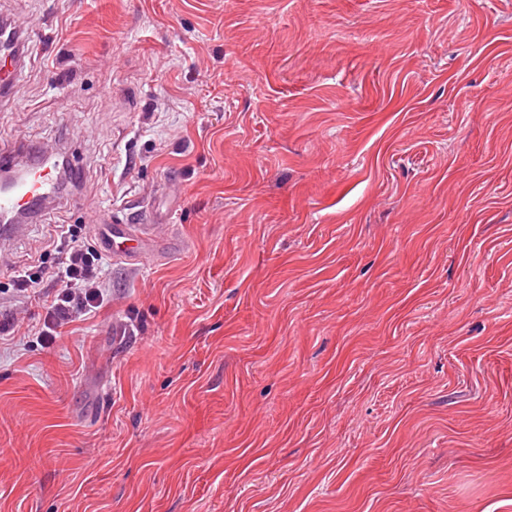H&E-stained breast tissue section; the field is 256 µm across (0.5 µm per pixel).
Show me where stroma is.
<instances>
[{"instance_id": "stroma-1", "label": "stroma", "mask_w": 512, "mask_h": 512, "mask_svg": "<svg viewBox=\"0 0 512 512\" xmlns=\"http://www.w3.org/2000/svg\"><path fill=\"white\" fill-rule=\"evenodd\" d=\"M48 229L168 246L0 345V512H512V0H0ZM156 224H122L103 218L90 226L103 251L110 256L141 260L143 249L160 239ZM133 244L125 246V243Z\"/></svg>"}]
</instances>
